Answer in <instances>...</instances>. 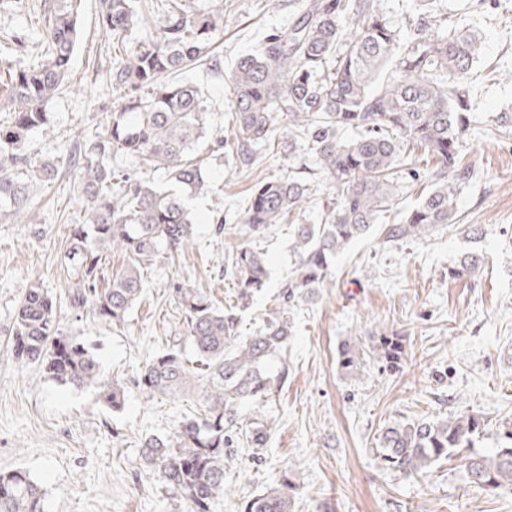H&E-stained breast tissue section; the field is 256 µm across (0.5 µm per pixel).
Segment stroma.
Wrapping results in <instances>:
<instances>
[{"instance_id":"1","label":"stroma","mask_w":512,"mask_h":512,"mask_svg":"<svg viewBox=\"0 0 512 512\" xmlns=\"http://www.w3.org/2000/svg\"><path fill=\"white\" fill-rule=\"evenodd\" d=\"M302 2L224 0L219 67L204 64L182 75L199 87L208 109V136L193 158L215 191L192 201L194 242L176 260L145 269L141 299L115 326L75 316L61 267L73 224L84 214L76 176L62 160L78 138L106 127L108 115L97 101L112 94L96 76L105 66L106 43L99 0H82L71 85L50 102L48 130L33 133L25 146L32 164L59 162V175L34 185L32 223L0 224V471L21 469L38 481L45 512H187L144 466L142 444L147 436L172 434L199 396L149 398L136 380L182 332L174 285L228 306L238 290L231 258L245 245L264 251L269 279L242 312L239 331L250 335L264 320L288 314L292 334L282 355L288 379L263 406L245 404L244 416L263 409L276 428L267 447L234 449L224 476L231 489L213 512H241L245 501L285 476L296 485L295 512H512V493L467 483L464 457L442 461L416 481L399 478L378 455V437L394 421L476 415L482 429L475 447L483 454L501 448L512 431V130L496 123L499 113H512V0L439 5L442 18L472 28L483 45L466 77L471 125L461 155L475 175L457 196L456 223L414 241L385 242L388 225L400 223L421 191L401 174L391 210L337 257L330 285L313 301L291 305L284 301L294 268L287 225L253 237L237 215L260 177L290 175L306 185V224L317 223L333 189L304 146L288 148L291 123L285 117L275 123L279 149L252 145L253 164L242 166L232 141L228 78L240 57L269 35L287 33ZM217 136L226 140L220 154L214 151ZM466 252L489 262L473 280L449 278V267ZM33 282L56 298L64 334L89 347L104 376L122 386L121 410H112L93 389L20 365L9 333L19 298ZM392 331L406 339L399 372L384 370L369 353L353 370L341 367L345 342Z\"/></svg>"}]
</instances>
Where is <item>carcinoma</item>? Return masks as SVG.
I'll use <instances>...</instances> for the list:
<instances>
[{"instance_id":"1","label":"carcinoma","mask_w":512,"mask_h":512,"mask_svg":"<svg viewBox=\"0 0 512 512\" xmlns=\"http://www.w3.org/2000/svg\"><path fill=\"white\" fill-rule=\"evenodd\" d=\"M140 0H101L100 23L112 40L110 85L124 92L106 128L75 142L71 162L86 204L63 255L70 278L68 300L77 312L121 324L143 292V266L165 253L175 256L193 243L196 216L188 199L210 190L202 166L189 159L207 132L198 89L180 79L184 70L212 57L222 39L224 0L206 11L194 0H155L162 14L155 39L133 42L135 29L150 24ZM80 0H50L38 21V51L13 63L12 48L0 45V65L10 74V92L0 100V223H21L33 212L31 183L57 174L51 163L34 166L22 150L32 132L50 124L46 105L64 87L79 36ZM437 0H416L408 15L407 40L377 7L376 0H304L302 15L286 35L244 56L229 77L234 97L233 139L243 155L252 143L276 138L275 119L292 122L291 143L304 144L336 189L317 224H299L307 188L299 180H262L239 214L251 236L294 221V275L288 298L311 299L331 283L336 257L367 236L395 198L402 167L411 173L418 157L435 163L431 188L401 224H391L386 241L427 236L457 221L460 187L474 176L461 158L469 129L471 89L464 77L481 49L478 36L437 19ZM352 129L353 139L341 132ZM114 154L149 168L164 169L168 186L143 172L109 164ZM119 247L127 264L99 287L108 251ZM483 257L468 252L448 270L468 281ZM238 274L237 304L220 308L193 288L174 289L183 313L182 335L200 366L176 344L143 365L137 386L149 396L177 397L203 379L200 409L185 416L171 437H150L144 463L166 489L179 495L188 512H210L226 492V449L263 448L273 420L255 414L243 424L241 408L259 401L288 379L280 353L290 336L288 319L274 317L251 336L239 335L237 306L252 300L268 279L265 256L244 246L231 259ZM404 337L374 336L369 350L383 367L400 370ZM13 350L24 365L40 367L52 380L76 388L94 387L112 409L123 406L122 387L103 376L100 362L84 344L63 335L56 300L33 283L14 314ZM365 351L361 341L340 351L346 370ZM480 422L472 414L452 419L395 421L379 437V455L400 478L424 477L434 464L473 445ZM468 482L493 491H512V445L492 455L473 452L465 463ZM295 485L286 477L243 503L244 512H294ZM42 486L22 470L0 472V512H43Z\"/></svg>"}]
</instances>
